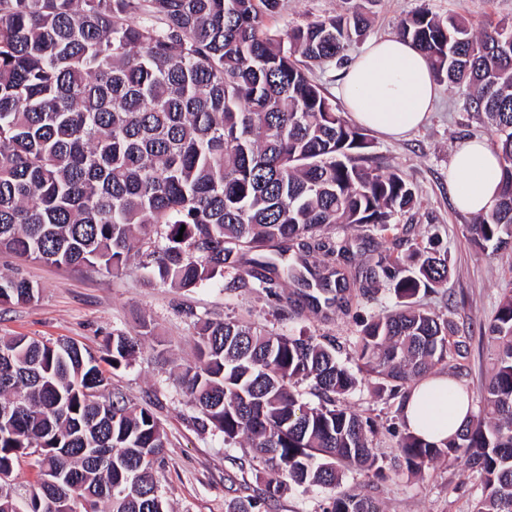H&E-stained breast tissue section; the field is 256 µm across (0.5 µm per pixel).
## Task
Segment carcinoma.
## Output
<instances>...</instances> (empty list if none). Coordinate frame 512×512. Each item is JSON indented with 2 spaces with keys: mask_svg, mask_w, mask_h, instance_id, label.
Here are the masks:
<instances>
[{
  "mask_svg": "<svg viewBox=\"0 0 512 512\" xmlns=\"http://www.w3.org/2000/svg\"><path fill=\"white\" fill-rule=\"evenodd\" d=\"M374 2L282 31L267 24L279 0H0V249L114 274L136 258L148 280L180 289L232 274L279 298L289 283L296 316L348 309L357 243L323 231H386L417 202L400 172L371 165L367 130L313 77L369 35ZM396 35L424 52L437 81L466 85L490 120L501 191L467 239L481 254L511 248L512 21L476 28L424 4ZM447 278L432 239L377 254L359 295L386 287L397 305L360 321L355 373L331 339L200 322L196 360L177 375L193 424L228 445L247 440L274 474L228 512H272L290 485L331 490L320 512H382L342 489L347 469L386 481L441 458L476 474L471 512H512L511 288L484 327L489 376L459 435L434 444L407 431L389 470L373 421L341 403L366 375L394 394L466 346L415 301ZM37 293L0 276L1 305ZM140 345L120 332L98 357L68 339L0 337V512H54L64 496L92 512L106 501L112 512H167L156 481L165 431L101 368L129 364ZM304 381L319 405L295 390ZM35 452L20 505L3 483Z\"/></svg>",
  "mask_w": 512,
  "mask_h": 512,
  "instance_id": "1",
  "label": "carcinoma"
}]
</instances>
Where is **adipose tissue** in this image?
Here are the masks:
<instances>
[{
  "mask_svg": "<svg viewBox=\"0 0 512 512\" xmlns=\"http://www.w3.org/2000/svg\"><path fill=\"white\" fill-rule=\"evenodd\" d=\"M341 94L353 120L398 138L422 125L437 94V84L422 52L391 36L370 42L344 71ZM500 160L484 140L473 139L456 152L448 171L453 202L462 212L487 213L497 197ZM470 398L447 375L414 386L402 415L414 434L440 442L466 423Z\"/></svg>",
  "mask_w": 512,
  "mask_h": 512,
  "instance_id": "1",
  "label": "adipose tissue"
}]
</instances>
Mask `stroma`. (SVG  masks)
Masks as SVG:
<instances>
[{
	"label": "stroma",
	"instance_id": "1",
	"mask_svg": "<svg viewBox=\"0 0 512 512\" xmlns=\"http://www.w3.org/2000/svg\"><path fill=\"white\" fill-rule=\"evenodd\" d=\"M274 24L283 29L320 15L351 11L359 0H282ZM439 15L460 14L480 24L512 20V0H379L371 38L394 34L399 21L421 5ZM464 90L440 84L429 121L400 139L372 134V153L381 169H395L411 181L418 195L412 214L399 217L385 232L358 251L349 270L360 277L378 252L394 245H426L438 236L448 251L449 276L434 291L419 294L422 307L445 314L467 347L453 356L444 372L477 398L487 375L482 349L484 326L494 313L502 288L512 283V251L490 255L474 252L465 227L473 216L452 203L448 170L462 143L489 138L484 114L471 110ZM0 275L21 277L39 287L28 303L0 305V336H35L44 340L71 338L98 352L116 332L140 334L139 353L131 365L112 374V385L140 405L149 406L163 425L168 444L157 472L168 512H225L229 502L252 494L268 473L247 441L226 445L221 435L192 426L193 409L177 381L179 366L195 359L199 321L237 319L257 322L283 335L331 336L347 366H356L352 342L360 318L392 308L387 289L372 301L351 293L348 311L329 316L283 313L282 303L260 289L244 287L231 277L189 290L146 283L136 267L119 275L99 270H72L0 251ZM358 414L380 429L376 442L384 460H391L397 434L403 433L401 396L378 394L376 378L367 379L344 398ZM353 492L377 499L384 512H469L475 490L460 465L440 459L420 474H403L377 484L350 474L343 482Z\"/></svg>",
	"mask_w": 512,
	"mask_h": 512
}]
</instances>
